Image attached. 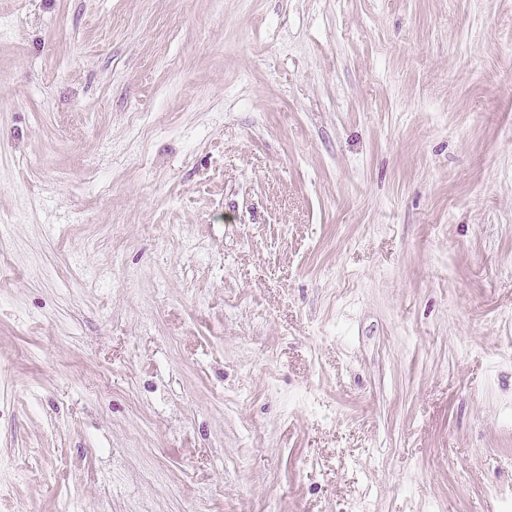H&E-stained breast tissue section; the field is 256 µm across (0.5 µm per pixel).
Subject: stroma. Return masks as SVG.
<instances>
[{
	"label": "stroma",
	"instance_id": "obj_1",
	"mask_svg": "<svg viewBox=\"0 0 512 512\" xmlns=\"http://www.w3.org/2000/svg\"><path fill=\"white\" fill-rule=\"evenodd\" d=\"M0 512H512V0H0Z\"/></svg>",
	"mask_w": 512,
	"mask_h": 512
}]
</instances>
